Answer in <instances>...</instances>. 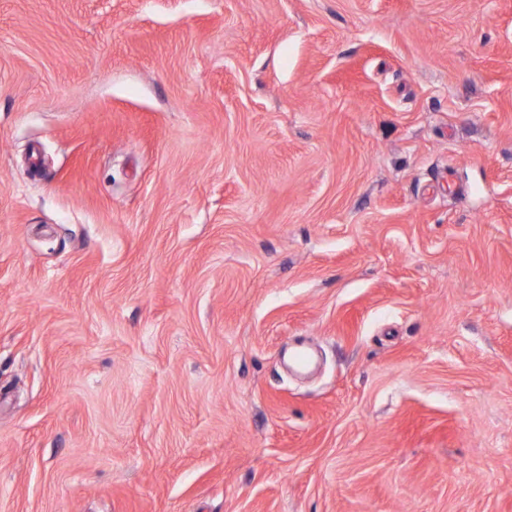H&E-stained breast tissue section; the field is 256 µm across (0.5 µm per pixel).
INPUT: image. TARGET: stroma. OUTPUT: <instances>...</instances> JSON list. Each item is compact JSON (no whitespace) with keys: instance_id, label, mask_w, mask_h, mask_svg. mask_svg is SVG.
I'll return each mask as SVG.
<instances>
[{"instance_id":"1","label":"stroma","mask_w":512,"mask_h":512,"mask_svg":"<svg viewBox=\"0 0 512 512\" xmlns=\"http://www.w3.org/2000/svg\"><path fill=\"white\" fill-rule=\"evenodd\" d=\"M0 512H512V0H0Z\"/></svg>"}]
</instances>
